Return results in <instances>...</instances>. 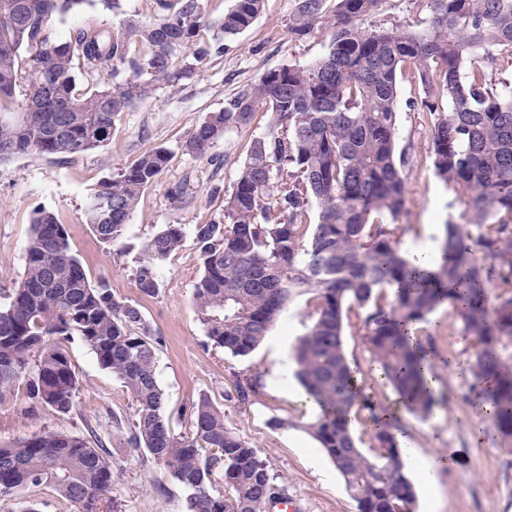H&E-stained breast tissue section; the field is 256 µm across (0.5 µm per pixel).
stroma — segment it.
<instances>
[{
  "mask_svg": "<svg viewBox=\"0 0 512 512\" xmlns=\"http://www.w3.org/2000/svg\"><path fill=\"white\" fill-rule=\"evenodd\" d=\"M293 9L294 0H264L251 27L225 40L223 54L213 56L201 76L175 90L158 86L122 114L100 147L73 158L33 152L0 164V304L23 272L35 211L54 212L90 281H107L116 297L137 303L159 337L156 377L175 434L189 431L182 407L208 395L223 409L225 425L267 459L272 473L286 483L295 512H359L333 463L302 428L318 409L294 369L283 368L267 341L246 356L216 347L192 301L202 274L195 228L223 220L224 195L235 183L251 141L265 132L268 116L257 109L249 125L230 129L204 156L185 154L181 145L207 114L224 109L264 72L288 63L309 64L325 53L327 30L291 35ZM145 13V0H122L114 13L103 10L98 0H87L77 12L58 17L55 31L66 35L88 19L116 28ZM421 95L413 77L401 82L397 146L409 149L412 160L400 222L405 227L402 249L411 256L422 249L439 252L445 222L459 218L434 173L430 115L409 106ZM159 146L173 152L172 161L142 193L122 239L113 245L101 242L85 220L87 197L98 181L117 175ZM165 224L183 225L185 238L181 249L159 265L156 294L145 296L134 281L136 258ZM420 330L423 341L436 349L438 374V403L425 418L408 413L393 388L372 372V355L360 337L345 338L352 367L367 374L376 410L392 414L401 445L418 451L408 465L415 512H424L430 492L436 496L437 512H512V452L505 449L492 420L466 397L470 339L463 334L460 317L445 303ZM68 351L81 383L76 409L65 416L49 408L25 414L26 388L18 386L14 398L0 404V443L47 429L100 440L115 476L112 494L122 512H183L187 492L172 479L168 466L128 445L135 418L129 392L79 339L69 342ZM250 376L260 378V394L252 403H239L235 383ZM424 460L430 461L429 469H421Z\"/></svg>",
  "mask_w": 512,
  "mask_h": 512,
  "instance_id": "obj_1",
  "label": "stroma"
}]
</instances>
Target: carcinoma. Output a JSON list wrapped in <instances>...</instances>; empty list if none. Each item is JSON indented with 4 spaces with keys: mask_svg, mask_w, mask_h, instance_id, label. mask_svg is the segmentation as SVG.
I'll return each instance as SVG.
<instances>
[{
    "mask_svg": "<svg viewBox=\"0 0 512 512\" xmlns=\"http://www.w3.org/2000/svg\"><path fill=\"white\" fill-rule=\"evenodd\" d=\"M86 2L0 0L1 163L29 152L73 158L105 143L122 113L156 85L175 88L201 73L225 39L253 24L263 0H234L217 19L206 16L202 0H147L146 22H86L56 35L55 18ZM378 2L336 0L329 10L326 0H295L290 33L326 29L327 53L262 74L209 113L183 152L206 154L265 109L266 131L224 198V222L196 227L203 273L195 306L215 346L246 356L293 295L313 294L311 325L293 347L296 378L321 409L304 428L359 512H413L415 490L391 418L375 417L366 440L352 429V413L372 407L344 336L360 335L382 380L426 417L436 373L416 326L448 302L471 338L472 389L512 447V364L498 354L512 343V88L497 90L483 70L512 53V0H418L427 25L388 28L366 25ZM411 64L424 93L412 105L432 117L434 172L463 220L446 222L439 257L427 267L401 249L399 224L408 163L397 149L399 83ZM77 68L90 76L108 70L112 83L83 93ZM171 160L156 147L98 183L85 215L102 242L120 241L141 194ZM183 238V225L166 224L144 243L135 268L142 294L156 293L158 265ZM75 337L130 393L136 418L128 442L165 462L188 491L185 512H267L287 495L207 396L184 407L190 432L174 434L155 373L158 338L142 311L106 281H89L64 225L40 209L23 274L0 306V403L24 378L28 411L71 413L80 380L65 343ZM235 391L248 403L260 384L247 377ZM113 483L105 448L79 435L43 430L0 448V497L45 485L74 512H121Z\"/></svg>",
    "mask_w": 512,
    "mask_h": 512,
    "instance_id": "carcinoma-1",
    "label": "carcinoma"
}]
</instances>
